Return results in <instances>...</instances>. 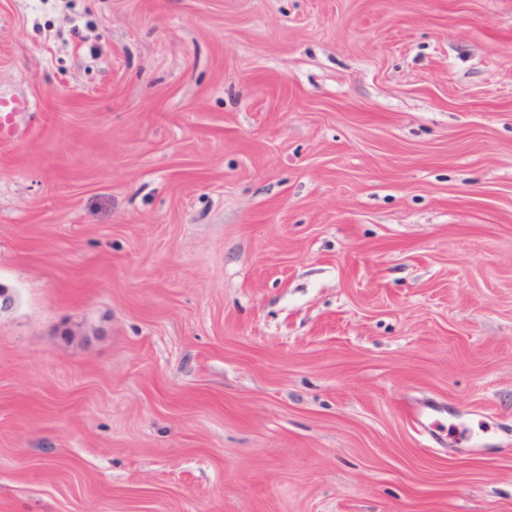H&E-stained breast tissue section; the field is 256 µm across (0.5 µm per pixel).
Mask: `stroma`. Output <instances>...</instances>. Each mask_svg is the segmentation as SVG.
<instances>
[{
	"mask_svg": "<svg viewBox=\"0 0 512 512\" xmlns=\"http://www.w3.org/2000/svg\"><path fill=\"white\" fill-rule=\"evenodd\" d=\"M0 91V512H512V0H0ZM29 105V100L0 92V146L14 141V117L27 111ZM442 410V407L434 404L425 405L415 414L413 418L420 431L428 434L436 443H438L439 438H441L437 431L438 424L440 423V419L437 414L441 413Z\"/></svg>",
	"mask_w": 512,
	"mask_h": 512,
	"instance_id": "obj_1",
	"label": "stroma"
}]
</instances>
